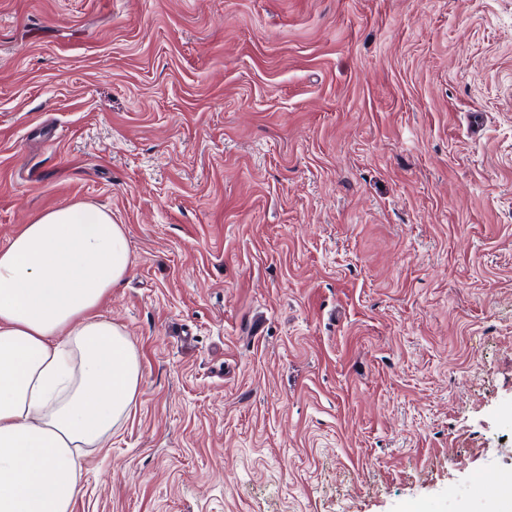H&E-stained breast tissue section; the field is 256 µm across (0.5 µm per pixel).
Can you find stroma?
Here are the masks:
<instances>
[{
  "instance_id": "stroma-1",
  "label": "stroma",
  "mask_w": 512,
  "mask_h": 512,
  "mask_svg": "<svg viewBox=\"0 0 512 512\" xmlns=\"http://www.w3.org/2000/svg\"><path fill=\"white\" fill-rule=\"evenodd\" d=\"M77 201L142 377L73 512L512 485V0H0V246Z\"/></svg>"
}]
</instances>
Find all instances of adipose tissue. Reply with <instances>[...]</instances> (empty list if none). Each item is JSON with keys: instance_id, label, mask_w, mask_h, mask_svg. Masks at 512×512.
I'll use <instances>...</instances> for the list:
<instances>
[{"instance_id": "adipose-tissue-1", "label": "adipose tissue", "mask_w": 512, "mask_h": 512, "mask_svg": "<svg viewBox=\"0 0 512 512\" xmlns=\"http://www.w3.org/2000/svg\"><path fill=\"white\" fill-rule=\"evenodd\" d=\"M132 262L127 228L88 202L0 247V512H73L81 449L111 441L141 361L100 308Z\"/></svg>"}]
</instances>
